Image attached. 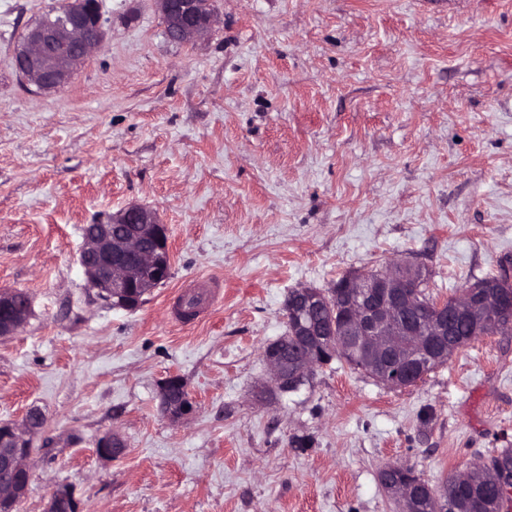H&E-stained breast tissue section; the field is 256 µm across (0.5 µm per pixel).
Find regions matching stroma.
I'll return each instance as SVG.
<instances>
[{"mask_svg":"<svg viewBox=\"0 0 512 512\" xmlns=\"http://www.w3.org/2000/svg\"><path fill=\"white\" fill-rule=\"evenodd\" d=\"M54 4L0 0V290L32 308L0 337V424L40 409L51 443L19 512L63 486L82 512H398L385 465L437 488L512 448V333L406 390L335 360L253 398L292 289L415 259L444 300L512 267V0H213L188 43L155 0H100L101 48L44 93L13 55ZM132 204L166 225L171 275L124 310L78 255ZM208 281L222 294L173 320ZM172 390L178 392L176 398L171 395ZM159 397L163 413L173 420L181 419L194 411L187 386L179 375H170L163 380Z\"/></svg>","mask_w":512,"mask_h":512,"instance_id":"35a3bbf8","label":"stroma"}]
</instances>
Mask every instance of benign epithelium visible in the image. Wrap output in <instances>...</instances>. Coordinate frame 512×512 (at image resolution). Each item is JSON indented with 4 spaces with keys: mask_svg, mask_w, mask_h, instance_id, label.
Returning <instances> with one entry per match:
<instances>
[{
    "mask_svg": "<svg viewBox=\"0 0 512 512\" xmlns=\"http://www.w3.org/2000/svg\"><path fill=\"white\" fill-rule=\"evenodd\" d=\"M163 15L173 20L167 30L174 41L187 42L205 35L212 26L211 0H156ZM55 21L43 22L29 29L15 56L21 76L43 91L63 89L77 66L100 46L104 31L94 0L78 8L71 0H61L56 7ZM123 224L122 233L112 235V225ZM84 244L79 262L86 286L99 300L121 303L136 298L162 285L170 275V255L165 225L156 214L143 206L132 204L113 214L92 232L83 235ZM424 278V266L403 261L375 275L363 271L351 274L342 284L346 298L345 318L336 341L323 343L321 327L304 319V312L326 302L325 294L312 287L294 290L284 304L286 322L296 326L304 336L315 342L307 356L288 361L275 343L266 345L263 357L269 370L271 390L288 394L311 379L315 371L339 354L351 350L350 341L361 345L366 354L364 370L383 385L406 389L417 384L430 370L448 361L459 345H445L453 335L456 320L468 317L480 324L493 323L499 304L480 294V286L467 285L455 299L436 305L437 314L426 320H412L405 312L419 303L418 286ZM28 299L20 291H0V337L10 336L26 322V315L16 310L20 299ZM163 413L173 420L194 411L187 386L178 375L165 378L159 390ZM45 418L37 409L29 410L22 421L0 425V508L9 512L27 493L30 485L28 460L34 454V437L42 429ZM97 454L118 458L124 452L120 438L112 433L100 437ZM490 482L502 489L512 483V469L490 464ZM385 489L399 505V512H416L418 481L401 464H390L383 476ZM80 512V504L65 488L50 493L47 512L59 508Z\"/></svg>",
    "mask_w": 512,
    "mask_h": 512,
    "instance_id": "obj_1",
    "label": "benign epithelium"
}]
</instances>
